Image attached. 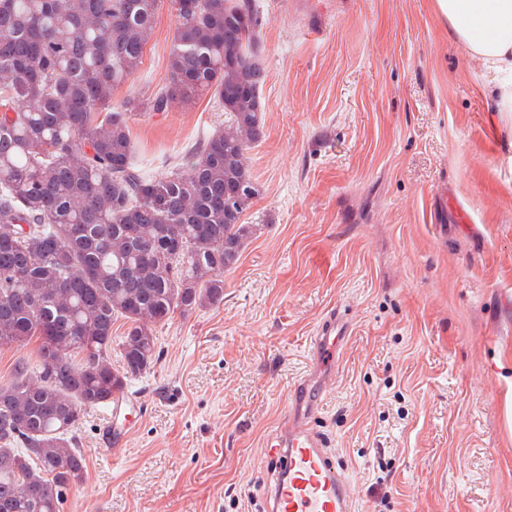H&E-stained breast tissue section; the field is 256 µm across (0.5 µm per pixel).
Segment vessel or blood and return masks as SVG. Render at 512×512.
I'll use <instances>...</instances> for the list:
<instances>
[{
  "mask_svg": "<svg viewBox=\"0 0 512 512\" xmlns=\"http://www.w3.org/2000/svg\"><path fill=\"white\" fill-rule=\"evenodd\" d=\"M348 330L347 321L333 315L316 337V351L325 373L334 371ZM320 399V392L310 389L305 380H297L290 388V401L302 408L303 417L284 423L281 434L269 443L267 455L274 467L264 497L265 512H352L345 470L309 425ZM140 416L141 407L134 395L120 394L110 406L104 443L112 451H120Z\"/></svg>",
  "mask_w": 512,
  "mask_h": 512,
  "instance_id": "vessel-or-blood-1",
  "label": "vessel or blood"
}]
</instances>
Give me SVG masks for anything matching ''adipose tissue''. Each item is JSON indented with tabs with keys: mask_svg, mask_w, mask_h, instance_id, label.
Here are the masks:
<instances>
[{
	"mask_svg": "<svg viewBox=\"0 0 512 512\" xmlns=\"http://www.w3.org/2000/svg\"><path fill=\"white\" fill-rule=\"evenodd\" d=\"M435 6L465 46L492 66L497 85H512V0H435Z\"/></svg>",
	"mask_w": 512,
	"mask_h": 512,
	"instance_id": "obj_1",
	"label": "adipose tissue"
}]
</instances>
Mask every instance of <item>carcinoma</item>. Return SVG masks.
<instances>
[{"label": "carcinoma", "instance_id": "carcinoma-1", "mask_svg": "<svg viewBox=\"0 0 512 512\" xmlns=\"http://www.w3.org/2000/svg\"><path fill=\"white\" fill-rule=\"evenodd\" d=\"M162 0H0V512H60L81 483L74 432L159 359L154 328L224 301L259 230L247 151L265 136L257 0H170L169 85L123 109ZM211 90L224 128L152 177L129 113ZM126 325L112 364V326ZM22 357L29 358L32 362L35 361L32 347L0 349V380H5L11 376L14 364Z\"/></svg>", "mask_w": 512, "mask_h": 512}]
</instances>
